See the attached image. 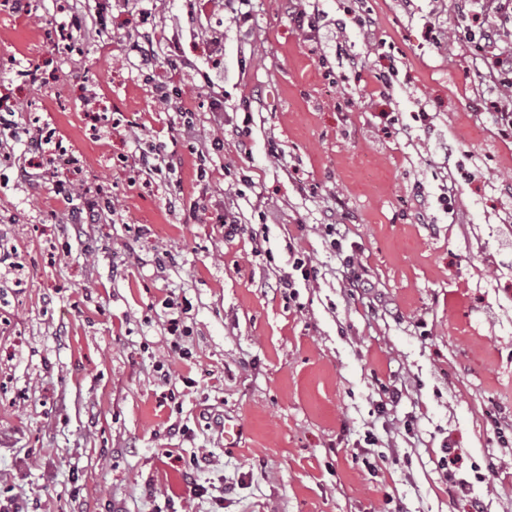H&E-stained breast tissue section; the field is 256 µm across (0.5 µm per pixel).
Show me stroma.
I'll return each mask as SVG.
<instances>
[{
  "mask_svg": "<svg viewBox=\"0 0 512 512\" xmlns=\"http://www.w3.org/2000/svg\"><path fill=\"white\" fill-rule=\"evenodd\" d=\"M479 10L0 4V491L43 512H512V139L492 118L512 93L491 80L512 26L474 62ZM75 17L79 54L57 38ZM98 196L99 223L69 221ZM331 224L390 314L346 290ZM297 258L316 275L292 296Z\"/></svg>",
  "mask_w": 512,
  "mask_h": 512,
  "instance_id": "stroma-1",
  "label": "stroma"
}]
</instances>
